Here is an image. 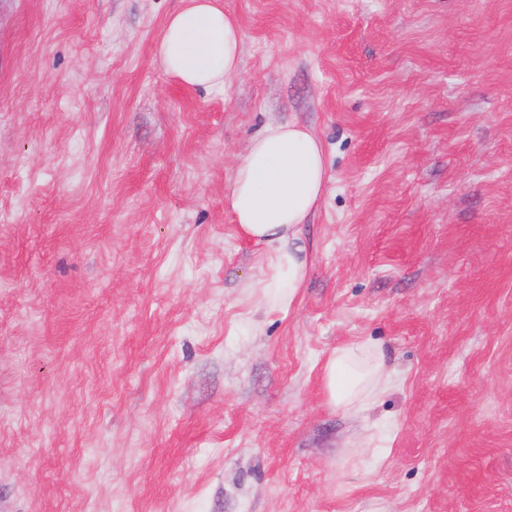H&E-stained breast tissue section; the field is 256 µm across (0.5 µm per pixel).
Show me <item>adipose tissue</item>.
I'll return each mask as SVG.
<instances>
[{"label": "adipose tissue", "instance_id": "ef3b65f1", "mask_svg": "<svg viewBox=\"0 0 512 512\" xmlns=\"http://www.w3.org/2000/svg\"><path fill=\"white\" fill-rule=\"evenodd\" d=\"M242 32L222 0H184L166 20L157 54L184 85L229 88L238 72ZM328 172L320 139L295 122L271 123L237 159L226 200L242 237L261 249L262 276L251 299L287 309L308 275L302 226L321 201ZM384 347L356 340L332 350L324 367L328 403L359 413L392 385Z\"/></svg>", "mask_w": 512, "mask_h": 512}]
</instances>
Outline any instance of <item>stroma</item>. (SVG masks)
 <instances>
[{
  "label": "stroma",
  "instance_id": "obj_1",
  "mask_svg": "<svg viewBox=\"0 0 512 512\" xmlns=\"http://www.w3.org/2000/svg\"><path fill=\"white\" fill-rule=\"evenodd\" d=\"M223 2L207 91L180 0H0V512H512V0ZM288 120L329 181L275 310L225 191ZM166 20L157 54L184 85L228 90L238 72L242 32L219 0H183ZM384 347L356 340L332 350L324 367V388L334 408L357 414L375 403L392 385Z\"/></svg>",
  "mask_w": 512,
  "mask_h": 512
}]
</instances>
